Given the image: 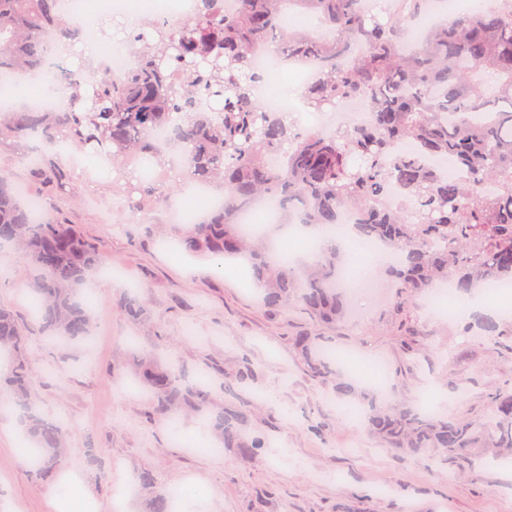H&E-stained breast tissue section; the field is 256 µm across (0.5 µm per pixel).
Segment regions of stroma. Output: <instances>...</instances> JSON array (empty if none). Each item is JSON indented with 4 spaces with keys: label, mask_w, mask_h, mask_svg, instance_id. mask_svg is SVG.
Here are the masks:
<instances>
[{
    "label": "stroma",
    "mask_w": 512,
    "mask_h": 512,
    "mask_svg": "<svg viewBox=\"0 0 512 512\" xmlns=\"http://www.w3.org/2000/svg\"><path fill=\"white\" fill-rule=\"evenodd\" d=\"M81 196L66 222L98 240L109 263L142 287L155 311L129 329L112 304L118 284L105 274L93 282L95 317L88 345L64 346L31 331L32 389L42 408L65 427V458L57 479L37 477L24 461L12 423L0 425V512H60L56 488L82 498L93 512H112L122 483L147 473L163 490L204 486L209 512H512V469L448 474L427 459L400 454L349 421L341 402L312 378L292 338L308 322L283 317L262 303L245 263L171 253V223L155 212L146 226L116 223L125 200L111 177L87 176L74 166ZM497 330L475 334L465 311L437 314L424 299L411 302L404 321L383 309L327 328L337 348L382 359L391 400L414 403L433 390L438 410L469 418L487 411L495 387L512 383V354L499 334L512 314L497 315ZM157 349L191 374H208L213 403L246 407L252 434L269 448L242 456L219 448L210 430L186 417L173 428L153 417L145 393L115 382L114 364L130 347ZM259 370L254 384L233 381L243 360Z\"/></svg>",
    "instance_id": "stroma-1"
}]
</instances>
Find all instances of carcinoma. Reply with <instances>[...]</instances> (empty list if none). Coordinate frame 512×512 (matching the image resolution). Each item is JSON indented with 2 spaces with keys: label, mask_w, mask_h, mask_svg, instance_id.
I'll use <instances>...</instances> for the list:
<instances>
[{
  "label": "carcinoma",
  "mask_w": 512,
  "mask_h": 512,
  "mask_svg": "<svg viewBox=\"0 0 512 512\" xmlns=\"http://www.w3.org/2000/svg\"><path fill=\"white\" fill-rule=\"evenodd\" d=\"M286 1L317 17L334 38L284 27ZM442 2L399 0L377 15L364 0H239L232 13L224 12L223 0H197L175 21L143 19L131 27L134 64L117 81L97 61L81 59L71 69L53 58L56 48L80 45L89 30L102 28L69 20L61 0H0V79L47 83L56 92L49 103L0 110V140L38 141L14 161L62 190L68 175L57 151L61 142L120 169L140 160L178 170L164 182L112 179V192L125 198L138 223L169 208L187 183L221 185L219 210L197 224L173 225L186 253L208 257L218 270L224 258L243 257L267 305L285 316L295 309L307 314L310 323L295 342L308 371L331 397L364 404L367 432L380 443L476 469L512 459V387L496 389L488 411L471 420L393 404L340 379L321 329L349 313L341 283L347 255L334 248L308 263L278 250L290 227L327 232L338 211L353 212L358 238L397 253L388 262L395 293L387 311L395 317L407 291L427 297L451 282L472 294L512 279V0L447 26L432 23L408 42ZM273 43L286 60L321 63L301 89L310 111L332 112L358 95L367 101L369 120L325 131L267 110L258 91L269 74L254 67L253 55ZM487 83L494 85L491 96ZM148 130L164 132L165 148L145 136ZM273 155L284 157L282 167L269 164ZM439 159L462 175L448 177ZM393 188L402 204L387 210L380 201ZM270 196L278 201L280 223L255 241L245 237L241 213ZM11 255L29 264L19 291L42 335L66 345L86 342L93 330L88 289L104 251L23 193L7 163L0 166V256ZM117 306L130 325L153 315L144 293L126 292ZM28 334L14 306L0 302V420L17 422L35 452L32 470L51 479L63 466L64 430L33 397ZM128 373L159 418L193 415L227 448L260 447L245 411L233 404L214 411L208 385L187 380L161 353H131L113 369L116 379ZM136 483L135 512H171L170 492L156 490L145 473Z\"/></svg>",
  "instance_id": "carcinoma-1"
}]
</instances>
